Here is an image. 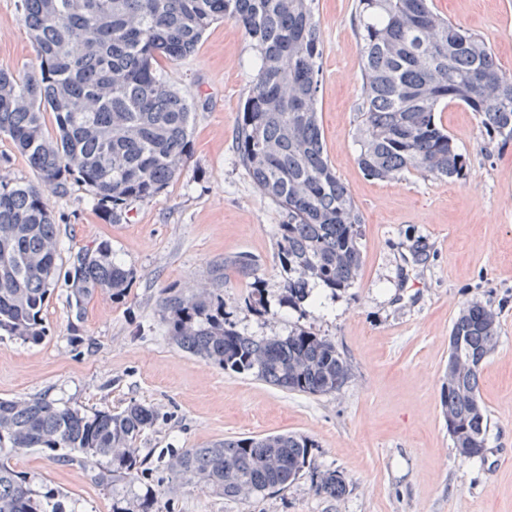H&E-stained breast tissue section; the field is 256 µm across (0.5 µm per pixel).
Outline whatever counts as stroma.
<instances>
[{"instance_id": "1", "label": "stroma", "mask_w": 512, "mask_h": 512, "mask_svg": "<svg viewBox=\"0 0 512 512\" xmlns=\"http://www.w3.org/2000/svg\"><path fill=\"white\" fill-rule=\"evenodd\" d=\"M436 12L486 39L512 73V0H432ZM323 44L317 109L328 159L362 217L363 264L337 291L315 285L313 301H282L275 241L284 211L256 189L235 152V130L258 52L234 22H215L195 52L159 61L164 78L192 106L190 158L156 197L108 219L88 187L70 181L49 192L59 263L106 240L134 273L124 298L97 293L75 307L65 282L42 312L46 334L32 343L0 336V399L45 393L85 412L137 401L159 413L137 442L150 470L105 487L103 458L72 464L24 450L11 459L35 490H58L65 508L112 512V496L152 492L157 512H512V141L488 140L476 113L452 104L438 117L468 164L448 182L410 172L366 178L357 164L356 108L361 62L355 0H314ZM20 0H0V71L38 73ZM246 254L253 274L222 285L224 313L249 336L295 327L331 340L351 367L336 392L282 391L175 346L157 313L166 289L208 281L224 259ZM267 311L251 309L252 286ZM479 300L500 322L479 393L489 419L487 451L463 461L442 414L448 336L464 303ZM294 432L315 443L316 471L340 472L343 496L316 493L310 475L285 489L227 498L179 480L166 449L198 448L227 437Z\"/></svg>"}]
</instances>
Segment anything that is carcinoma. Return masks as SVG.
Listing matches in <instances>:
<instances>
[{"label":"carcinoma","mask_w":512,"mask_h":512,"mask_svg":"<svg viewBox=\"0 0 512 512\" xmlns=\"http://www.w3.org/2000/svg\"><path fill=\"white\" fill-rule=\"evenodd\" d=\"M314 0H21L22 20L40 75L0 72V134L10 138L37 173L38 184L0 181V334L36 343L45 336L41 313L59 275L56 224L45 192L70 181L87 186L96 205L118 210L160 194L185 165L191 105L158 70L159 59L191 55L219 19L242 27L259 53L235 133V148L260 194L287 217L279 225L277 258L283 290L297 306L310 282L348 288L362 268L361 217L329 162L316 105L321 40ZM362 93L357 106V162L363 174L386 181L406 172L437 180L465 175V158L437 120L440 106L461 104L480 118L490 140H512V75L486 40L438 15L431 0H357ZM55 114L57 135L44 130ZM67 271L76 306L98 292L125 296L132 272L99 242ZM255 261L224 259L210 284L170 291L158 304L170 339L224 371L272 387L311 395L338 390L349 378L346 359L329 339L296 328L256 339L224 318L220 291L228 272L247 276ZM500 335L498 315L477 301L454 319L459 350L442 409L462 460L483 456L489 428L479 395L482 365ZM157 419L150 405L82 413L46 397L0 400V512H65L52 490L40 494L11 467L23 450H67L103 457L99 483H130L146 470L136 443ZM313 440L295 433L226 438L186 448L169 459L178 478L229 498L280 490L312 468ZM319 494L346 491L336 472L315 473ZM112 512H155L152 495L112 497Z\"/></svg>","instance_id":"carcinoma-1"}]
</instances>
